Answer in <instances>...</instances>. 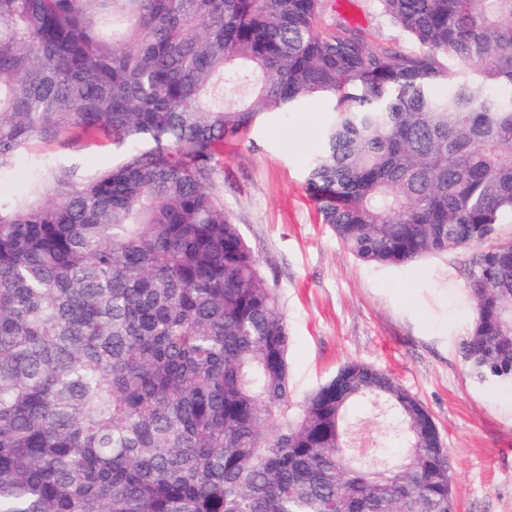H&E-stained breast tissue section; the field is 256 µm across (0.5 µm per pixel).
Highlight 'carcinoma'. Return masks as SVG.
Masks as SVG:
<instances>
[{"instance_id": "1", "label": "carcinoma", "mask_w": 512, "mask_h": 512, "mask_svg": "<svg viewBox=\"0 0 512 512\" xmlns=\"http://www.w3.org/2000/svg\"><path fill=\"white\" fill-rule=\"evenodd\" d=\"M0 0V181L33 138L150 148L0 201V512H448L424 403L347 362L288 407V327L216 184L224 139L309 99L308 197L360 261L472 252L461 353L512 384V0ZM249 87L224 102V84ZM370 418L405 448H351ZM339 0H327L326 21L334 23L336 20H344L354 26L361 28L369 37L396 41L404 44L402 32L396 28L388 19L379 12L375 0H351L360 15L357 22L348 21L340 11ZM342 14V15H341Z\"/></svg>"}]
</instances>
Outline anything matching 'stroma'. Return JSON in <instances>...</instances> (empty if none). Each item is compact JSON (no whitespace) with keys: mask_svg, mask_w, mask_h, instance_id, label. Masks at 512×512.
<instances>
[{"mask_svg":"<svg viewBox=\"0 0 512 512\" xmlns=\"http://www.w3.org/2000/svg\"><path fill=\"white\" fill-rule=\"evenodd\" d=\"M327 120L326 104L314 100L226 139L217 175L224 209L287 321L288 413L345 362L382 370L433 415L449 450L456 512H512V387L473 378L459 352L472 319L468 254L402 267L358 261L320 222L305 190ZM146 147L72 133L34 139L0 182V197L22 196L33 168L71 166L85 178Z\"/></svg>","mask_w":512,"mask_h":512,"instance_id":"1","label":"stroma"}]
</instances>
